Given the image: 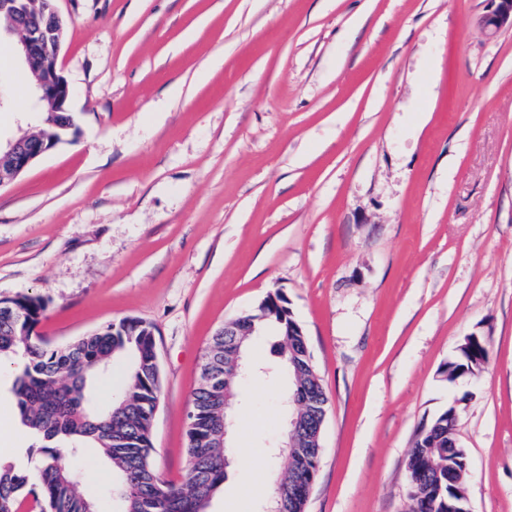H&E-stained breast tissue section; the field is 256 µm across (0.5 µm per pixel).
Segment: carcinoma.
Here are the masks:
<instances>
[{
	"instance_id": "1",
	"label": "carcinoma",
	"mask_w": 512,
	"mask_h": 512,
	"mask_svg": "<svg viewBox=\"0 0 512 512\" xmlns=\"http://www.w3.org/2000/svg\"><path fill=\"white\" fill-rule=\"evenodd\" d=\"M47 301L37 294H17L0 299V360L16 365L9 393L17 416L31 430L33 446L44 456L35 467L0 462V512H17L20 499L33 498L40 512H98L96 503L80 490L85 450L98 449L112 465V482L104 494L118 503L120 512H208L211 499L201 500L194 485L207 483L212 492L224 484L225 449L208 447L219 426L211 400L224 395V377L199 380L191 394L193 415L187 425L186 479L175 484L160 477L152 451L151 426L160 400L161 378L155 364L157 344L152 328L135 318H125L81 336L70 344L52 347L35 327ZM256 325L279 338L281 363L271 375L287 390V400L297 391L301 375L310 408L327 406L319 379L310 372L311 357L303 336L291 335L294 318L287 301L260 304ZM488 357L483 336L472 340L467 357L444 368L454 381L479 371ZM129 365L110 405H96L92 380L116 359ZM455 420L444 410L416 435L407 470L412 495L409 512H448L465 497V458L448 447L455 439ZM277 459L284 471L266 497L265 510L288 500V512H302V502L288 499V486L315 479L319 456L307 449L299 453L282 448Z\"/></svg>"
}]
</instances>
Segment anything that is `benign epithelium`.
<instances>
[{"label": "benign epithelium", "instance_id": "obj_1", "mask_svg": "<svg viewBox=\"0 0 512 512\" xmlns=\"http://www.w3.org/2000/svg\"><path fill=\"white\" fill-rule=\"evenodd\" d=\"M56 0H0V45L22 61L31 74L32 92L43 124L53 133L37 139L19 138L7 143L0 158L9 161L0 166V186L28 170L42 155L56 147L57 137L75 132L77 123L71 111L74 88L62 75L58 56L65 23ZM484 28L493 32L512 29V0H491L484 16ZM254 324L241 316L224 323L225 347L234 359L224 365V381L242 374L239 364L244 337L251 335Z\"/></svg>", "mask_w": 512, "mask_h": 512}]
</instances>
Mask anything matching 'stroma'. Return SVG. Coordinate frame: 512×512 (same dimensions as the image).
<instances>
[{
	"instance_id": "35a3bbf8",
	"label": "stroma",
	"mask_w": 512,
	"mask_h": 512,
	"mask_svg": "<svg viewBox=\"0 0 512 512\" xmlns=\"http://www.w3.org/2000/svg\"><path fill=\"white\" fill-rule=\"evenodd\" d=\"M78 131L0 187V297L63 346L155 333L153 462L225 321L281 293L328 397L306 512H406L417 432L456 405L471 512H512V30L489 0H60ZM0 140L34 132L0 48ZM486 336L478 378L443 369ZM235 403L209 512H259L284 389L273 339ZM484 28L493 32L512 29V0H491V9L484 16Z\"/></svg>"
}]
</instances>
